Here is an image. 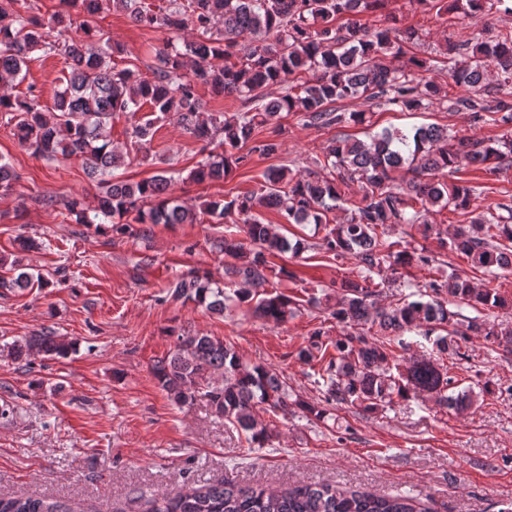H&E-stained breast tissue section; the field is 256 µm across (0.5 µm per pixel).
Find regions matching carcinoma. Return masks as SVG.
<instances>
[{
    "mask_svg": "<svg viewBox=\"0 0 512 512\" xmlns=\"http://www.w3.org/2000/svg\"><path fill=\"white\" fill-rule=\"evenodd\" d=\"M138 24L159 25L176 35L187 26L196 38L178 45L169 40L157 54L148 76L129 68L118 69L111 53L95 48L103 34L89 19L102 10L103 0H60L67 9L84 17L82 30L88 41L53 39L45 24L16 7L18 0H0V79L7 85L27 67L35 51L60 54L70 60V76L57 91L52 106L43 105L34 91L16 97L0 91V119L12 126L19 144L43 159L75 158L103 189L94 216L67 203L80 224H196L210 216L233 224L244 239L224 237V274L238 278L243 288L234 297L212 287L207 274L192 270L169 284L176 299L191 300L222 314L230 306L248 304L253 313L278 325L295 315L293 298L271 291L273 279L285 273L275 268L273 258L306 249L302 239L290 240L283 226L265 224L261 208L279 211L290 224H327L328 214L343 201L342 187L360 182V197L350 201L345 221L334 225L324 237L326 250L357 262L354 279L336 284L333 318L339 324H371L382 336L398 337L414 332L433 341L440 351L461 360L456 338L469 333L495 338L503 352L512 354V328L500 327L487 312L504 308L508 300L495 288L481 287L454 273L444 275L438 259L409 242L390 240V229L416 224L430 237L436 225L429 222L433 208L453 207L463 215L482 191L470 180L449 183L448 172L476 165L488 175L512 167V137L478 138L448 134L436 124L409 132L384 129L367 141L343 133L349 125L366 122L363 112H348L337 106L347 99L366 97L375 105L395 112H420L434 105L448 112H468L476 124L512 126V34L488 41L448 44L443 58L405 56L402 43L415 39V32L397 28L371 29L360 16L384 7L386 0H168L161 14L151 13L145 0H111ZM419 6L477 17L498 5L512 13L508 0H415ZM194 58L191 73H185L187 57ZM448 70L451 84L463 89L458 95L424 76L434 68ZM288 84L285 94L272 100L263 95L270 84ZM215 96L237 94L244 111L222 120L205 119V106L198 89ZM148 115L136 118L143 106ZM293 114L307 125L336 129L316 168L293 171L278 168L265 175L259 192L230 200H206L199 207L180 203L170 188L175 172L161 169L137 183L113 181V170L125 155L112 148V122L132 118L131 145L149 151L165 118L177 125L207 153L190 172L193 181L219 182L228 177L247 155L272 156L280 143L274 138L257 139L255 129L282 114ZM218 144L222 152L208 151ZM248 148V154L240 153ZM406 169L411 178L393 183L392 172ZM21 180L13 167L0 162V192L13 191ZM441 247L464 256L471 268L485 276L512 272V205L501 202L480 211L469 224L456 226ZM436 270V276L420 284L410 297L396 304L378 300L390 277L411 267ZM56 281L18 271L0 279V288H48L66 283L63 269ZM466 305L477 315L461 322L460 312L450 306ZM313 332L298 356L317 361L325 402L347 405L373 413L396 399L428 394L443 406L458 410L472 404V391L459 388L444 366L427 358H414L404 367L393 363L392 349L364 335H346L336 340L335 353ZM73 343L51 330L36 333L11 345L19 359L31 350L64 358ZM152 373L175 403L187 405L202 397L215 416L248 433L253 446L265 447L271 440L267 426L257 419L260 409L283 416L300 409L317 420L327 410L289 401L279 376L261 364L246 362L235 347L211 336H181L171 355L156 364ZM0 512H72L70 507L45 496L0 495ZM143 512H430L421 498L409 492L377 494L342 490L330 484L298 482L285 488L242 487L232 481L188 487L176 494L149 499Z\"/></svg>",
    "mask_w": 512,
    "mask_h": 512,
    "instance_id": "obj_1",
    "label": "carcinoma"
}]
</instances>
